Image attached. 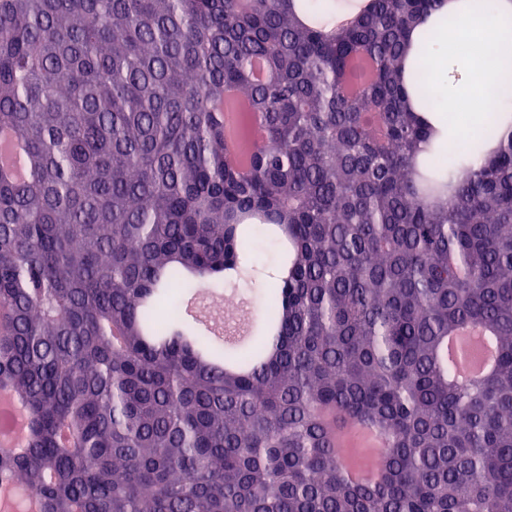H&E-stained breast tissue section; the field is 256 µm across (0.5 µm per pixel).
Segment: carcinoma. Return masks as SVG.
<instances>
[{
  "instance_id": "carcinoma-1",
  "label": "carcinoma",
  "mask_w": 512,
  "mask_h": 512,
  "mask_svg": "<svg viewBox=\"0 0 512 512\" xmlns=\"http://www.w3.org/2000/svg\"><path fill=\"white\" fill-rule=\"evenodd\" d=\"M463 9L512 26L500 0ZM447 16L0 0V132L28 173L0 171V392L26 418L0 512H512V54L455 150L421 53ZM252 216L291 241L272 270ZM216 280L272 285L275 345L235 346L244 302L203 294L209 359L144 343ZM465 327L496 347L473 382Z\"/></svg>"
}]
</instances>
